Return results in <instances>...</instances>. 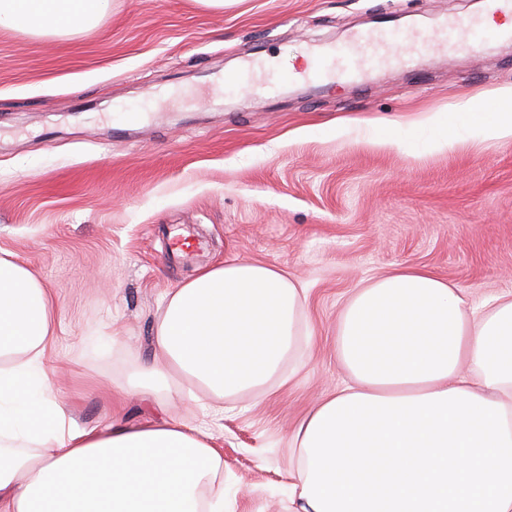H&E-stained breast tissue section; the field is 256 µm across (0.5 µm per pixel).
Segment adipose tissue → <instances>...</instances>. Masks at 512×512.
Instances as JSON below:
<instances>
[{"label": "adipose tissue", "instance_id": "adipose-tissue-1", "mask_svg": "<svg viewBox=\"0 0 512 512\" xmlns=\"http://www.w3.org/2000/svg\"><path fill=\"white\" fill-rule=\"evenodd\" d=\"M111 0H0V29L94 30ZM428 147L512 138V88ZM307 290L235 259L164 299L140 362L142 387L193 401L263 388L313 332ZM51 295L0 258V512H224V457L172 418L77 426L45 367ZM347 379L292 441L294 512H512V291L468 306L434 273L399 268L362 283L336 329ZM178 377L170 386V377Z\"/></svg>", "mask_w": 512, "mask_h": 512}]
</instances>
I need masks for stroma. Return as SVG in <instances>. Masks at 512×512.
I'll return each mask as SVG.
<instances>
[{
    "instance_id": "obj_1",
    "label": "stroma",
    "mask_w": 512,
    "mask_h": 512,
    "mask_svg": "<svg viewBox=\"0 0 512 512\" xmlns=\"http://www.w3.org/2000/svg\"><path fill=\"white\" fill-rule=\"evenodd\" d=\"M482 14L478 0H113L90 34L0 29V257L53 295L54 388L79 427L156 417L134 370L172 288L228 258L285 269L308 290L313 331L288 386L169 414L209 428L224 512H290L291 435L341 384L353 288L418 267L471 301L512 290V138L428 151L422 123L512 86V41L483 29L477 49L361 82L279 66L309 50L330 69L327 48L353 33ZM175 227L201 250L171 255Z\"/></svg>"
}]
</instances>
